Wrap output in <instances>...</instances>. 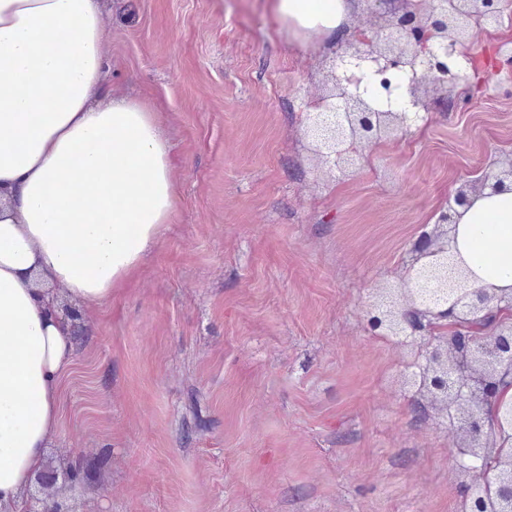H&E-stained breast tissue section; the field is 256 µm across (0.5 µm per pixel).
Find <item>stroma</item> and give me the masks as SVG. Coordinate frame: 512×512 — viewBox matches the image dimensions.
<instances>
[{
	"label": "stroma",
	"mask_w": 512,
	"mask_h": 512,
	"mask_svg": "<svg viewBox=\"0 0 512 512\" xmlns=\"http://www.w3.org/2000/svg\"><path fill=\"white\" fill-rule=\"evenodd\" d=\"M106 91L151 103L176 206L74 339L53 458L88 460L84 512H458L451 440L373 335L421 232L512 159V73L339 180L306 106L340 51L272 0H104Z\"/></svg>",
	"instance_id": "1"
}]
</instances>
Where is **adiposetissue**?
<instances>
[{"label": "adipose tissue", "mask_w": 512, "mask_h": 512, "mask_svg": "<svg viewBox=\"0 0 512 512\" xmlns=\"http://www.w3.org/2000/svg\"><path fill=\"white\" fill-rule=\"evenodd\" d=\"M274 11L294 36L331 40L350 4ZM105 36L98 0H0V505L15 512L59 433L74 356L51 285L94 314L175 209L156 109L103 97ZM455 221L448 248L467 287L512 294V183L473 195Z\"/></svg>", "instance_id": "1"}]
</instances>
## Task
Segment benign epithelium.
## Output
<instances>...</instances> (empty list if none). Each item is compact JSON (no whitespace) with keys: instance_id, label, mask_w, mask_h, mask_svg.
<instances>
[{"instance_id":"benign-epithelium-1","label":"benign epithelium","mask_w":512,"mask_h":512,"mask_svg":"<svg viewBox=\"0 0 512 512\" xmlns=\"http://www.w3.org/2000/svg\"><path fill=\"white\" fill-rule=\"evenodd\" d=\"M385 24L361 34L350 44L332 89L313 104L304 135L310 151L341 177L359 148L375 147L402 135L428 119L438 95L468 83L462 45L469 22L484 30L502 26L512 0H430L424 10L409 0H371ZM494 67H512V41L493 44ZM406 94H401V89ZM512 181L506 171L487 168L476 180L480 193ZM461 189L440 211L437 225L455 223L456 207L470 203ZM415 257H448V241L422 232L413 244ZM450 291L448 307H428L408 281L389 297L369 306L368 323L377 335L405 346L417 338L423 344L403 374L406 385L425 392L446 409L445 429L452 440L456 475L464 488L467 512H483V502L496 499L494 512H512V458L499 452L488 406L498 400L502 385L512 376V295L489 294L448 284V274L425 270ZM453 318L452 325L440 320ZM84 465H58L48 460L32 478L23 512H79L80 471Z\"/></svg>"}]
</instances>
